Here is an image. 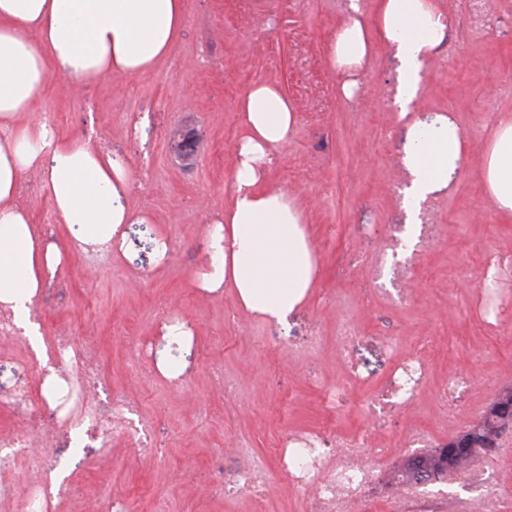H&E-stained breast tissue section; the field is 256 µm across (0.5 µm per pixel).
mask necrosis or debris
<instances>
[{
    "mask_svg": "<svg viewBox=\"0 0 512 512\" xmlns=\"http://www.w3.org/2000/svg\"><path fill=\"white\" fill-rule=\"evenodd\" d=\"M336 345L347 356L348 372L360 384L370 378L361 370L352 353L363 347L388 356L391 368L369 402L376 415L389 412L395 405L413 399L424 386L426 366L421 352L398 355L397 342L391 338L369 336L356 324L342 321L336 329ZM51 353L68 383V392L58 404H51L44 394H31L18 388L1 403L24 417L32 410L53 406L64 432L79 431L85 447L105 444L114 430L134 433L141 450H149L150 435L145 424L131 417V407L121 398L101 400L98 396L99 369L87 349L77 348L72 337L56 336ZM429 433L411 431L406 442L374 448L370 432L361 431L337 441L340 456H333L323 432L304 430L283 439L277 446L276 459L304 502V512H370L373 490L378 481V463H394L406 457L409 449L428 447ZM269 478L264 461L247 457L238 472L226 481L228 495L248 494L262 501ZM472 487L469 495L451 497V512H512V492L486 472H466L461 476Z\"/></svg>",
    "mask_w": 512,
    "mask_h": 512,
    "instance_id": "4bbe7bcc",
    "label": "necrosis or debris"
}]
</instances>
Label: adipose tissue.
I'll list each match as a JSON object with an SVG mask.
<instances>
[{
    "instance_id": "1",
    "label": "adipose tissue",
    "mask_w": 512,
    "mask_h": 512,
    "mask_svg": "<svg viewBox=\"0 0 512 512\" xmlns=\"http://www.w3.org/2000/svg\"><path fill=\"white\" fill-rule=\"evenodd\" d=\"M327 61L346 73L367 66L375 43L387 45L397 73L393 104L407 126L400 160L406 176V223L419 221L422 202L447 189L465 165L464 139L450 116L411 117L422 69L445 37L437 0H376L365 14L349 0ZM184 0H0V313L42 353L31 307L44 281L54 277L62 250L43 244L16 202L22 177L40 172L61 223L75 230L81 250L124 249L126 224L146 223L126 203L129 173L92 140L66 141L30 120L34 103L56 78L82 83L104 75H143L178 39ZM240 136L230 204L206 230L209 270L196 287L232 289L241 307L265 323L285 326L302 309L314 286L317 258L297 198L265 186L267 171L296 125L282 91L259 82L237 109ZM487 197L512 217V119L495 128L481 170Z\"/></svg>"
}]
</instances>
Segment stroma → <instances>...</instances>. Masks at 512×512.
<instances>
[{
    "instance_id": "1",
    "label": "stroma",
    "mask_w": 512,
    "mask_h": 512,
    "mask_svg": "<svg viewBox=\"0 0 512 512\" xmlns=\"http://www.w3.org/2000/svg\"><path fill=\"white\" fill-rule=\"evenodd\" d=\"M453 20L446 56H432L422 72L414 114L428 121L445 113L468 148L464 169L447 194L433 200L435 223L447 232L409 257L413 286L406 300L370 294L372 263L388 227L403 223L404 197L393 190L403 174L404 133L385 91L397 82L385 46L360 72L353 97L327 53L344 16L334 0H185L181 35L153 71L133 79L105 76L81 86L56 78L35 104L56 135L93 134L130 172L128 204L146 214L126 225L129 256L89 259L66 251L53 280L35 299L32 315L44 344L66 333L93 343L101 396L127 400L151 427L155 455L143 454L129 433L106 447L82 449L79 436L55 434V419L40 409L29 419L0 408V434L48 428L36 454L53 456L61 473L49 486L50 512H90L96 499L125 496L131 512H251L245 500L224 498V479L238 466L232 445L270 459L289 434L369 430L380 443L427 428L434 444L461 434L482 417L496 389L512 387V315L487 326L476 289L490 255L512 258V219L500 215L480 187V168L492 131L512 117V0H491L494 23L473 36L464 0H439ZM281 88L296 127L268 172L270 186L301 203L318 259L316 285L288 328L246 313L231 290L209 293L193 280L207 269L206 226L213 210L231 201L238 141L235 116L254 83ZM194 133L196 153L183 161L175 137ZM18 201L43 241L68 243L73 233L53 212L42 176L25 175ZM168 252L155 260L157 241ZM168 307L189 325L180 352L182 374L163 375L152 351L158 312ZM376 336L397 337L412 351L423 337L438 346L426 385L381 425L367 411L369 389L350 386V398L329 410L324 394L346 378L336 347L343 313ZM319 338L309 354L288 352L286 338L305 331ZM52 356L37 357L27 337L0 339V387L40 392ZM474 386L463 412L444 419L437 389L454 374ZM233 396H225V385Z\"/></svg>"
}]
</instances>
